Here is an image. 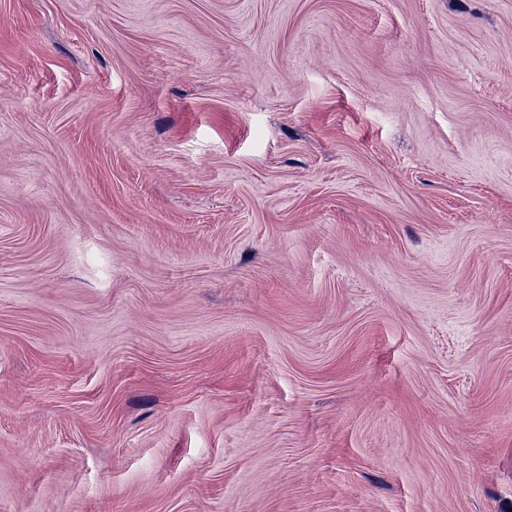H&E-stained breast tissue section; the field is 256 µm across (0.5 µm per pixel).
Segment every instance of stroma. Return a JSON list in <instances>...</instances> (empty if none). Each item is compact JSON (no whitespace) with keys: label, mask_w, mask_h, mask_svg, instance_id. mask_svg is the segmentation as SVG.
Segmentation results:
<instances>
[{"label":"stroma","mask_w":512,"mask_h":512,"mask_svg":"<svg viewBox=\"0 0 512 512\" xmlns=\"http://www.w3.org/2000/svg\"><path fill=\"white\" fill-rule=\"evenodd\" d=\"M0 512H512V0H0Z\"/></svg>","instance_id":"obj_1"}]
</instances>
